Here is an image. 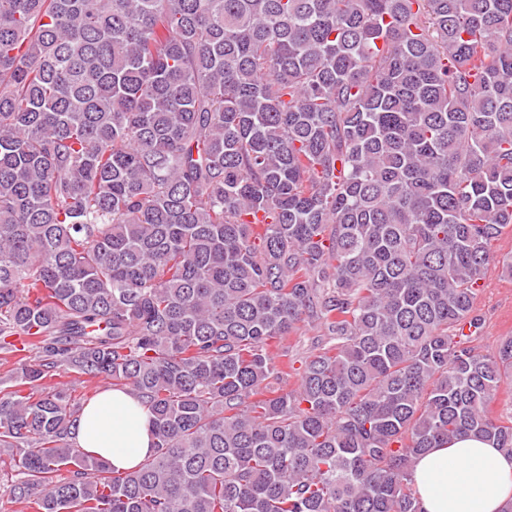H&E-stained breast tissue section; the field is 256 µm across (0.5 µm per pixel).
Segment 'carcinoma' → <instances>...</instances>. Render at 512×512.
I'll use <instances>...</instances> for the list:
<instances>
[{
    "instance_id": "cac0c4a2",
    "label": "carcinoma",
    "mask_w": 512,
    "mask_h": 512,
    "mask_svg": "<svg viewBox=\"0 0 512 512\" xmlns=\"http://www.w3.org/2000/svg\"><path fill=\"white\" fill-rule=\"evenodd\" d=\"M510 227L512 0H0L10 499L421 512L415 458L512 454V336L468 341ZM63 373L147 407L138 467L75 447ZM318 334L317 330L306 326L290 334L285 341L289 356L295 360H303L314 353V343L318 339Z\"/></svg>"
}]
</instances>
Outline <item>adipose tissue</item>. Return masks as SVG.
I'll return each instance as SVG.
<instances>
[{
    "label": "adipose tissue",
    "instance_id": "adipose-tissue-1",
    "mask_svg": "<svg viewBox=\"0 0 512 512\" xmlns=\"http://www.w3.org/2000/svg\"><path fill=\"white\" fill-rule=\"evenodd\" d=\"M151 415L132 395L106 391L86 407L74 443L119 472L136 468L153 446ZM422 512H502L512 501V456L476 437H460L416 459Z\"/></svg>",
    "mask_w": 512,
    "mask_h": 512
}]
</instances>
